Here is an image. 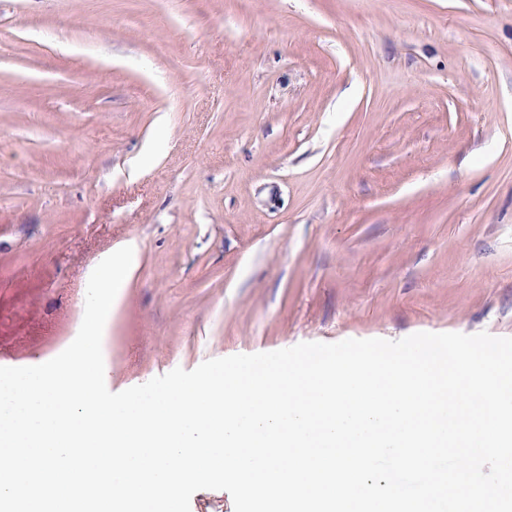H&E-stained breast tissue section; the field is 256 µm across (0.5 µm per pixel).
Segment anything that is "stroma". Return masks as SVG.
Returning <instances> with one entry per match:
<instances>
[{
  "instance_id": "stroma-1",
  "label": "stroma",
  "mask_w": 512,
  "mask_h": 512,
  "mask_svg": "<svg viewBox=\"0 0 512 512\" xmlns=\"http://www.w3.org/2000/svg\"><path fill=\"white\" fill-rule=\"evenodd\" d=\"M138 268L106 386L512 337V0H0V366Z\"/></svg>"
}]
</instances>
